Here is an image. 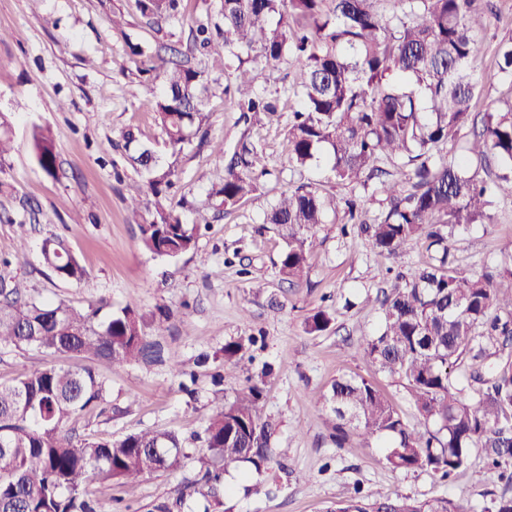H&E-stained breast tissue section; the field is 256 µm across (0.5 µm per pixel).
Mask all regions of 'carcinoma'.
<instances>
[{
	"label": "carcinoma",
	"instance_id": "carcinoma-1",
	"mask_svg": "<svg viewBox=\"0 0 512 512\" xmlns=\"http://www.w3.org/2000/svg\"><path fill=\"white\" fill-rule=\"evenodd\" d=\"M141 14L158 24L175 16L181 0H137ZM389 16L375 0H220L222 24L200 26L195 41L212 67L224 56L252 53L267 65L288 60L303 81L288 124L291 162L304 167L326 150L330 172L342 186L376 184L385 195L369 217L347 196L323 195L311 187L281 193L266 215L286 247L280 270L302 280L317 246V226L328 212L344 210L345 226L368 238L372 249L396 263L405 246L423 239L439 256L384 294L381 325L365 339L363 352L380 370L397 375L422 416L425 431L408 428L393 405L362 377L338 376L325 404L335 418L336 445L349 433L362 446L384 442L393 468L424 470L451 478L480 450L512 482V353L495 367L473 369L467 394L451 374L468 352L480 359L487 348L512 350V268L467 274L450 258L448 228L493 222L499 194L512 195V106L477 109V85L469 62L483 48L488 16L477 0H393ZM498 71L512 79V38L495 50ZM161 81L152 104L171 156L179 155L206 124L208 75L169 57L152 67ZM264 69L239 63L234 104L251 124L277 112L276 101L256 90ZM8 118L0 115V158L13 148ZM465 140L467 156L441 150ZM31 148L41 169L53 176L58 155L52 133L35 127ZM405 156L389 170L386 162ZM497 162L503 173L487 181L470 171L471 160ZM133 165L147 184L129 186L133 211L145 189L160 197L171 184L173 165L163 167L153 151L139 148ZM265 173L262 152L244 136L230 157L224 182L208 198L231 210L258 190ZM146 251L176 260L192 251L197 230L156 201L139 225ZM45 263L59 277L79 281L84 269L59 240L43 246ZM506 318H501V314ZM98 310L63 302L30 300L26 289L0 279V346L76 355L116 366L131 361H167L181 372L176 353L151 340L168 329L167 319L146 323L129 306L96 321ZM319 310L307 333L327 328ZM107 382L89 368L47 366L0 384V512H109L91 498L92 478L129 489L174 469L183 439L171 431L145 430L116 440L78 439L74 424L105 401ZM261 392L253 386L216 407L203 434L197 493L217 497L223 474L243 462L261 470L273 460L272 426L263 419ZM327 512H466L448 498L417 501L405 495L369 501L350 497Z\"/></svg>",
	"mask_w": 512,
	"mask_h": 512
}]
</instances>
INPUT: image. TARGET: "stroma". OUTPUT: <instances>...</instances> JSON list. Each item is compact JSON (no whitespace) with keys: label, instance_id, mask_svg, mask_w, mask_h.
<instances>
[{"label":"stroma","instance_id":"35a3bbf8","mask_svg":"<svg viewBox=\"0 0 512 512\" xmlns=\"http://www.w3.org/2000/svg\"><path fill=\"white\" fill-rule=\"evenodd\" d=\"M493 15L484 50L474 67L482 86L480 107L512 104V81L499 73L495 45L512 35V0H490ZM219 0H182L180 15L155 25L137 0H0V113L8 117L14 148L0 160V278L21 279L38 301L115 311L129 306L144 320L169 313L160 343L175 351L185 369L175 375L166 362L93 366L108 384L104 411L75 426L80 438L119 439L141 430H169L185 438L177 469L142 481L131 492L95 481L90 493L111 503L112 512H153L154 505L181 499L180 512H325L332 502L359 496L370 500L403 494L419 501L446 497L469 512H483L505 484L474 452L471 470L452 481L426 471L389 466L380 448L359 446L356 436L337 445L334 417L323 397L337 376L372 382L402 421L422 429V418L400 377L382 372L362 356L365 338L379 327L377 296L397 274L411 275L430 263L424 241L411 242L400 272L377 255L362 236L344 233L343 213L319 225L318 245L303 280L289 284L280 272L285 243L266 212L280 194L306 185L323 194L338 189L326 159L305 167L288 162V123L298 99L291 94L301 77L288 62L269 67L263 88L279 110L265 124L248 128L224 87L228 72L210 74L204 143L177 157L164 135L151 100L160 89L149 68L168 48L196 69L208 57L194 47L197 23L217 19ZM122 27H113L112 15ZM143 55H133L132 46ZM49 128L59 153L56 176L46 175L30 146L34 127ZM154 150L175 174L164 202L183 223L198 226L194 250L169 261L138 246L139 226L154 207L145 195L139 212L126 201V186L142 180L131 166L123 135ZM263 150L268 173L258 190L224 211L213 188L242 133ZM491 224L454 228L448 247L468 272L512 261V196L496 198ZM61 239L84 267L81 282L58 277L42 258L48 239ZM331 313L329 326L305 331L315 311ZM241 343L225 359L224 347ZM50 365L75 369L87 359L0 346V382ZM261 390L264 419L274 428L273 461L263 473L247 464L229 469L231 493L219 501L195 493L192 482L201 453L196 434L220 401L249 387ZM268 481L271 493L251 492Z\"/></svg>","mask_w":512,"mask_h":512}]
</instances>
